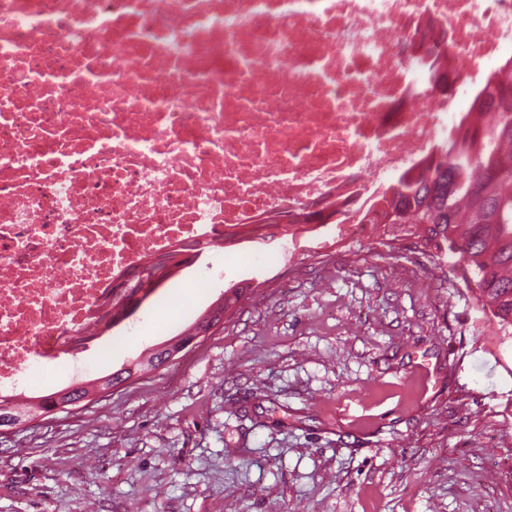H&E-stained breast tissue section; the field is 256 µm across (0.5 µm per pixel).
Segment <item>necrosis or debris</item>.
<instances>
[{"label": "necrosis or debris", "mask_w": 512, "mask_h": 512, "mask_svg": "<svg viewBox=\"0 0 512 512\" xmlns=\"http://www.w3.org/2000/svg\"><path fill=\"white\" fill-rule=\"evenodd\" d=\"M511 42L512 0H0V393L147 257L364 233Z\"/></svg>", "instance_id": "necrosis-or-debris-1"}]
</instances>
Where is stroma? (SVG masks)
Segmentation results:
<instances>
[{
    "label": "stroma",
    "instance_id": "obj_1",
    "mask_svg": "<svg viewBox=\"0 0 512 512\" xmlns=\"http://www.w3.org/2000/svg\"><path fill=\"white\" fill-rule=\"evenodd\" d=\"M381 232L225 242L124 343L30 370L87 383L250 288L185 355L0 434V512H512V334L455 257Z\"/></svg>",
    "mask_w": 512,
    "mask_h": 512
}]
</instances>
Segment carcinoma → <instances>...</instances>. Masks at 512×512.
Masks as SVG:
<instances>
[{"label":"carcinoma","mask_w":512,"mask_h":512,"mask_svg":"<svg viewBox=\"0 0 512 512\" xmlns=\"http://www.w3.org/2000/svg\"><path fill=\"white\" fill-rule=\"evenodd\" d=\"M382 214L383 235L458 257L483 308L503 330L512 328V62L489 77L471 117L431 156L425 173L388 187ZM162 364V351L154 350L112 380ZM53 397L28 405L1 397L0 416L34 418Z\"/></svg>","instance_id":"cac0c4a2"}]
</instances>
